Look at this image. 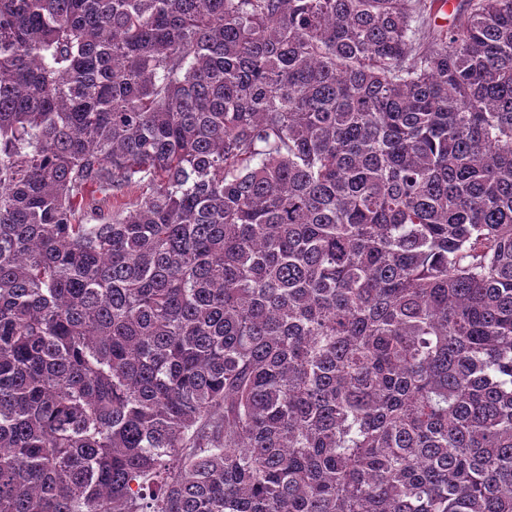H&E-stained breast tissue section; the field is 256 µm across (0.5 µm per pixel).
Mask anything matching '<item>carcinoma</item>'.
Wrapping results in <instances>:
<instances>
[{"label":"carcinoma","instance_id":"carcinoma-1","mask_svg":"<svg viewBox=\"0 0 512 512\" xmlns=\"http://www.w3.org/2000/svg\"><path fill=\"white\" fill-rule=\"evenodd\" d=\"M437 2L0 0V512H512V0Z\"/></svg>","mask_w":512,"mask_h":512}]
</instances>
